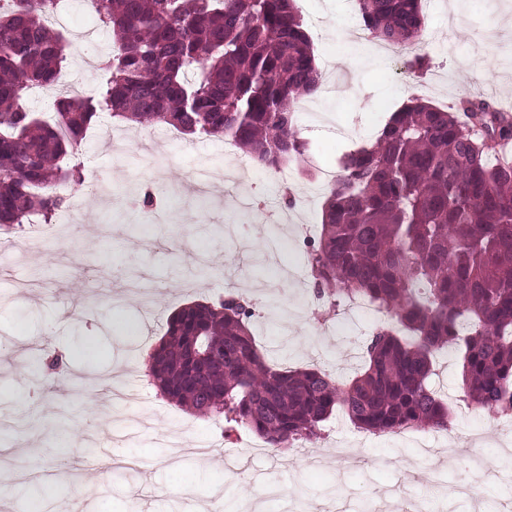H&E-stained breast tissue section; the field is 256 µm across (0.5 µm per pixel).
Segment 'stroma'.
I'll use <instances>...</instances> for the list:
<instances>
[{"mask_svg":"<svg viewBox=\"0 0 512 512\" xmlns=\"http://www.w3.org/2000/svg\"><path fill=\"white\" fill-rule=\"evenodd\" d=\"M347 0H296L324 80L341 79L342 90L311 97V112L299 115L307 155L284 175L247 184L249 210L230 205L232 186L221 175L242 166V152L226 154L215 137L154 143L149 184L162 202L132 209L142 183L138 157L145 127L122 125L121 148L101 131V114L88 129L78 159L97 172L117 200L76 194L71 209L79 223L58 211L53 226L63 240H43L22 225L0 247V448L11 449L12 471H33L47 486V512H336L338 498L378 501L383 512H512V450L495 443L502 415L474 409L463 399L457 354L440 353L432 380L445 384L448 429L438 445L446 457L444 483L464 478L478 485L479 502L447 500L420 491L426 466L422 444L430 429L372 434L355 427L342 411L321 425L313 440L317 460L294 449L272 450L242 430L241 443L200 456L197 445L220 438L222 425L168 401L151 385L145 360L166 331L170 313L192 301L212 300L251 283L250 329L268 360L284 368L314 365L340 378L354 374L356 355L373 330L370 323L336 315L329 330L311 312L313 286L282 280L262 262L263 242L273 229L260 205L292 187L304 199L288 222L320 232L321 169L336 168L346 152L374 139L392 112L420 97L439 107L463 94H480L512 108V0H426L427 71L411 55L387 53L383 45L351 40ZM112 33L98 28L95 41L74 39L66 67L91 89L102 73L84 68L90 53L107 54ZM152 242L144 244L143 229ZM206 250L212 264L194 257ZM138 279L147 288L148 310L128 300L125 287ZM48 356H62L61 373L33 378L17 357L33 343ZM121 380L140 403L113 406L112 382ZM86 435L79 458L59 455L60 422Z\"/></svg>","mask_w":512,"mask_h":512,"instance_id":"35a3bbf8","label":"stroma"}]
</instances>
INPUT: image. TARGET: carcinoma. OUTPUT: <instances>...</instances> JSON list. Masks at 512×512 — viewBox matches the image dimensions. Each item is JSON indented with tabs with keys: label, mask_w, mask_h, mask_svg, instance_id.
I'll list each match as a JSON object with an SVG mask.
<instances>
[{
	"label": "carcinoma",
	"mask_w": 512,
	"mask_h": 512,
	"mask_svg": "<svg viewBox=\"0 0 512 512\" xmlns=\"http://www.w3.org/2000/svg\"><path fill=\"white\" fill-rule=\"evenodd\" d=\"M67 0H0V231L45 220L81 189L72 162L107 111L119 122L167 125L187 137H227L278 170L307 151L295 106L320 73L294 0H91L115 42L109 73L92 96L64 95L47 118L22 106L29 90L57 81L70 41L48 19ZM370 39L416 46L427 65L421 0H355ZM512 141L500 103L464 96L448 108L411 98L375 140L344 154L327 186L321 231L307 264L328 312L358 297L394 322L375 330L361 369L346 380L319 367L269 364L233 295L193 301L167 318L149 357L167 399L246 428L273 449L319 435L340 407L359 429H448L432 387L435 354L462 352L464 397L477 409L512 410ZM59 359L35 354L37 376Z\"/></svg>",
	"instance_id": "cac0c4a2"
}]
</instances>
